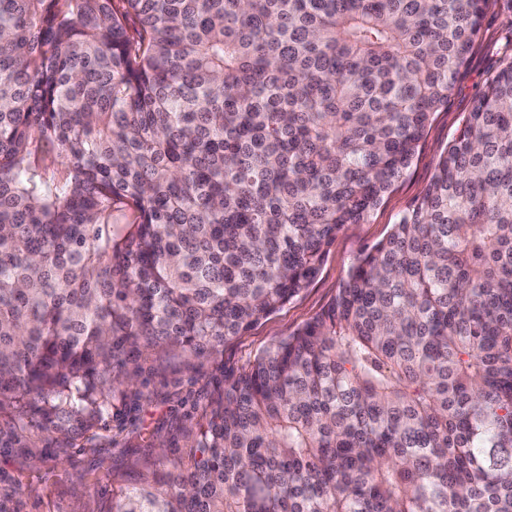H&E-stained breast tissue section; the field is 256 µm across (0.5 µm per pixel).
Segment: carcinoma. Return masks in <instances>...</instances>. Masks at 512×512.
I'll return each mask as SVG.
<instances>
[{"label":"carcinoma","mask_w":512,"mask_h":512,"mask_svg":"<svg viewBox=\"0 0 512 512\" xmlns=\"http://www.w3.org/2000/svg\"><path fill=\"white\" fill-rule=\"evenodd\" d=\"M488 0H0V409L307 288L448 105ZM116 512H512V57L334 300Z\"/></svg>","instance_id":"cac0c4a2"}]
</instances>
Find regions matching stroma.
<instances>
[{"label":"stroma","instance_id":"35a3bbf8","mask_svg":"<svg viewBox=\"0 0 512 512\" xmlns=\"http://www.w3.org/2000/svg\"><path fill=\"white\" fill-rule=\"evenodd\" d=\"M512 46V0H490L448 105L435 112L407 173L368 223L345 225L316 280L219 355L146 352L127 361L132 381L93 421L40 403L0 411V512H112L122 492L189 465L211 402L256 356L334 299L356 258L384 240L420 197L486 81Z\"/></svg>","mask_w":512,"mask_h":512}]
</instances>
